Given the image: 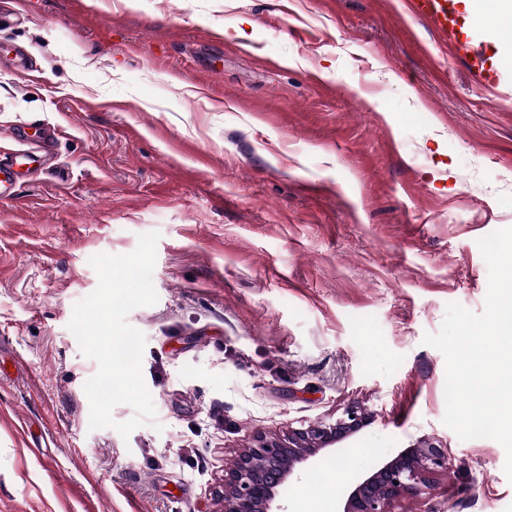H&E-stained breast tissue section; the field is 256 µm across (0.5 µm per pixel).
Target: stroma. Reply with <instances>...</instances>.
<instances>
[{
  "mask_svg": "<svg viewBox=\"0 0 512 512\" xmlns=\"http://www.w3.org/2000/svg\"><path fill=\"white\" fill-rule=\"evenodd\" d=\"M0 29V131L52 136L0 200V512H219L260 433L371 420L299 466L284 512L428 440L439 512H512L506 452L462 440L448 304L483 312L478 242L512 227V104L402 0H22ZM488 66L500 40L461 14ZM157 231L145 337L155 425L90 430L98 366L68 328L89 260ZM323 474L321 482L309 479Z\"/></svg>",
  "mask_w": 512,
  "mask_h": 512,
  "instance_id": "obj_1",
  "label": "stroma"
}]
</instances>
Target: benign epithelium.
I'll return each instance as SVG.
<instances>
[{"label": "benign epithelium", "mask_w": 512, "mask_h": 512, "mask_svg": "<svg viewBox=\"0 0 512 512\" xmlns=\"http://www.w3.org/2000/svg\"><path fill=\"white\" fill-rule=\"evenodd\" d=\"M368 422L363 410L351 407L333 423L290 428L282 434H258L224 471V484L217 491L224 512H281L274 508L277 488L298 465L352 437ZM448 456V448L432 442L404 450L358 479L348 490L341 512H395V505L403 498L427 497L435 476L448 469Z\"/></svg>", "instance_id": "7a95c632"}]
</instances>
